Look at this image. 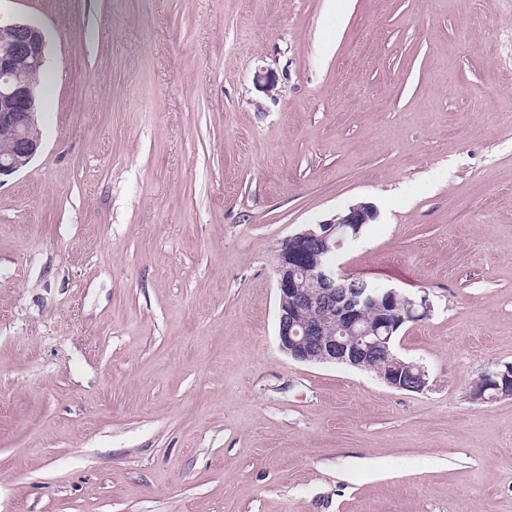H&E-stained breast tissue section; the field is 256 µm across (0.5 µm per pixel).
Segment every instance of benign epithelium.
<instances>
[{"label": "benign epithelium", "instance_id": "7a95c632", "mask_svg": "<svg viewBox=\"0 0 512 512\" xmlns=\"http://www.w3.org/2000/svg\"><path fill=\"white\" fill-rule=\"evenodd\" d=\"M46 48V36L36 24L0 23V140L9 144V150L0 155V177L26 168L41 147L40 101L19 62L33 73L42 70ZM375 214L374 206L358 203L308 225L282 243L275 264L279 348L309 363L359 367L375 358L381 362L375 375L387 385L419 392L428 385V371L418 362L399 357L394 340L402 326L430 314L428 297L411 298L380 285L356 288L358 280L340 275L330 261L329 253L357 239L362 225ZM320 308L331 312L330 320L311 317ZM483 377L495 393L472 394V400L512 398V363L499 365Z\"/></svg>", "mask_w": 512, "mask_h": 512}]
</instances>
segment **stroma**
<instances>
[{
    "label": "stroma",
    "instance_id": "35a3bbf8",
    "mask_svg": "<svg viewBox=\"0 0 512 512\" xmlns=\"http://www.w3.org/2000/svg\"><path fill=\"white\" fill-rule=\"evenodd\" d=\"M43 28L0 179V512H512V0H0ZM274 72V96L255 84ZM415 296L420 392L277 341L275 257ZM484 379L495 388V393L488 398L484 395H474L470 391V398L474 401L500 400L512 398V363L498 365L495 369L482 374Z\"/></svg>",
    "mask_w": 512,
    "mask_h": 512
}]
</instances>
